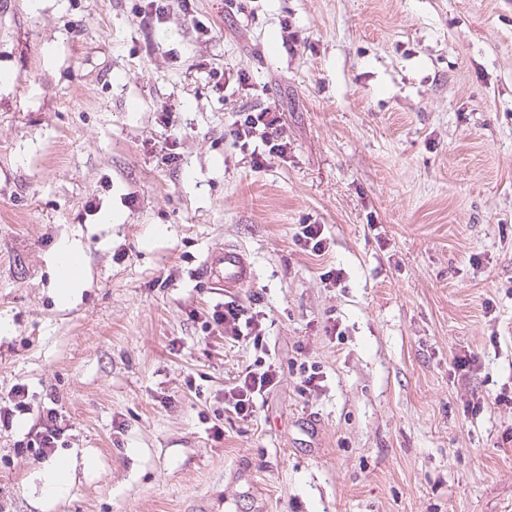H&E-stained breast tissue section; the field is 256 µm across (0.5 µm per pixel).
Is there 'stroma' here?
<instances>
[{"mask_svg": "<svg viewBox=\"0 0 512 512\" xmlns=\"http://www.w3.org/2000/svg\"><path fill=\"white\" fill-rule=\"evenodd\" d=\"M146 4L0 0V406L19 383L30 406L0 428V512H46L16 452L45 408L96 461L47 512H512V0ZM267 106L288 151L256 170L224 130ZM225 244L279 370L250 420L224 386L252 346L201 329ZM322 235L323 227L320 224H300L293 238L296 245L321 256L326 249V239ZM80 248L71 242L62 243L54 257L56 272V297L61 304H67L81 284L83 255ZM201 270L206 279L217 288H224L226 294L239 292L254 278V269L246 252L233 245L211 250ZM316 363L309 364L308 361H297L292 365V371L297 378L298 391L302 396H310L313 392H318L323 382L322 375Z\"/></svg>", "mask_w": 512, "mask_h": 512, "instance_id": "stroma-1", "label": "stroma"}]
</instances>
